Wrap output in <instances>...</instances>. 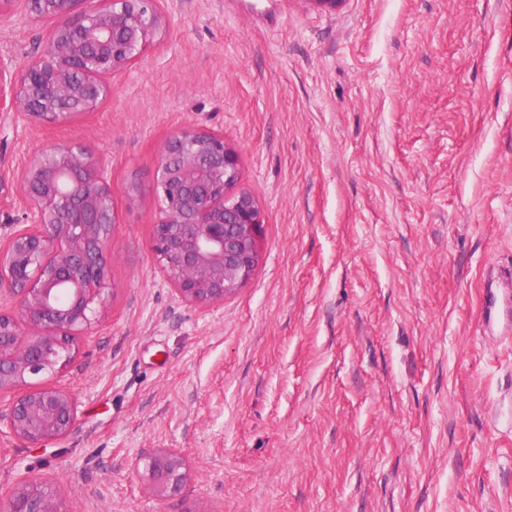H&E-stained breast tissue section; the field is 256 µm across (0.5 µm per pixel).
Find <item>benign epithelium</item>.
<instances>
[{
    "label": "benign epithelium",
    "mask_w": 512,
    "mask_h": 512,
    "mask_svg": "<svg viewBox=\"0 0 512 512\" xmlns=\"http://www.w3.org/2000/svg\"><path fill=\"white\" fill-rule=\"evenodd\" d=\"M158 0H25L33 19L50 18L45 51L23 71L0 57V111L39 126H57L97 110L112 97V74L131 65L165 25ZM238 152L224 134L179 129L164 144L154 172L159 203L153 249L178 294L196 305L224 301L253 275L263 219L251 193L232 192ZM27 224L0 243V288L18 296L0 310V395L11 402L7 425L21 441L44 448L77 417L66 390L29 388L71 358L76 339L104 303L115 214L99 161L78 144L45 147L19 174ZM142 480L163 500L187 480L171 451L151 456ZM0 512H61L56 495L31 481L0 497Z\"/></svg>",
    "instance_id": "obj_1"
}]
</instances>
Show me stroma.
<instances>
[{"instance_id": "obj_1", "label": "stroma", "mask_w": 512, "mask_h": 512, "mask_svg": "<svg viewBox=\"0 0 512 512\" xmlns=\"http://www.w3.org/2000/svg\"><path fill=\"white\" fill-rule=\"evenodd\" d=\"M162 9L94 112H0V238L53 143L103 161L116 219L106 307L31 381L72 391L77 419L44 450L0 431V496L29 479L62 512H512V0ZM24 13L0 18L20 70L54 26ZM189 126L223 132L264 221L254 274L209 306L152 248L156 160ZM161 449L189 471L163 502L141 479Z\"/></svg>"}]
</instances>
